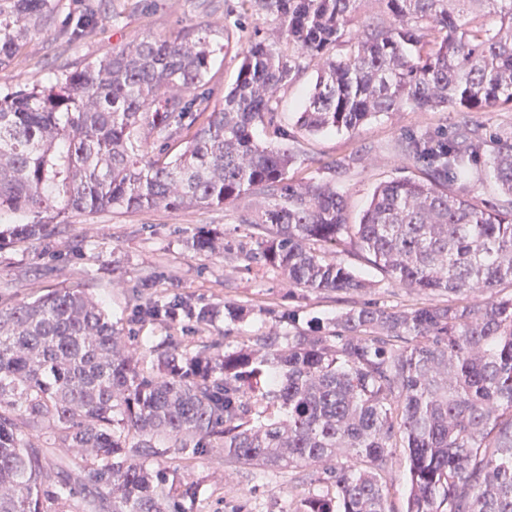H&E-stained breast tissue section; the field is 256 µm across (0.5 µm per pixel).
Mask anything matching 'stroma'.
<instances>
[{
	"label": "stroma",
	"mask_w": 512,
	"mask_h": 512,
	"mask_svg": "<svg viewBox=\"0 0 512 512\" xmlns=\"http://www.w3.org/2000/svg\"><path fill=\"white\" fill-rule=\"evenodd\" d=\"M88 16L93 31L69 39V31ZM183 31L206 36L216 50L208 75L195 91L211 108L222 105L225 91L235 82L241 49L248 42L277 36L275 23L244 11L241 0H57L51 30L33 35L10 64L0 68V93L48 84L132 40ZM315 76V64L304 63L293 81L278 91L275 127L283 133L282 145L296 156L289 177L336 186L349 200L352 219H359L379 183L418 175L417 165L400 152L405 135L456 132L454 111L407 110L370 118L349 133L302 134L296 119ZM265 202V196L249 193L217 209L66 212L54 237L0 251V303L78 284L103 301L120 327L130 328L137 346L173 336L194 351L213 339H225L236 349L249 337L272 330L283 336L306 331L310 319L325 325L354 307L411 309L431 302V295L399 287L349 245L337 247L335 259L369 281L368 289L319 294L288 288L278 270L249 263L238 249L249 240L246 217ZM203 230L223 238V254L206 257L191 249L192 239ZM148 276L154 281V298L187 295L215 309L212 322L198 326L161 318L133 323L131 288ZM228 305L241 309V319L224 318ZM291 313L296 316L292 323L287 320ZM170 465L200 483L193 512H289L297 493L323 490L316 468L308 465L242 466L220 453L185 456Z\"/></svg>",
	"instance_id": "35a3bbf8"
}]
</instances>
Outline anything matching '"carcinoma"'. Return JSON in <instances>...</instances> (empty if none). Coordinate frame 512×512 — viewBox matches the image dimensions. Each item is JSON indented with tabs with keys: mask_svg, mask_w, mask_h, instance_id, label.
Returning <instances> with one entry per match:
<instances>
[{
	"mask_svg": "<svg viewBox=\"0 0 512 512\" xmlns=\"http://www.w3.org/2000/svg\"><path fill=\"white\" fill-rule=\"evenodd\" d=\"M279 41H251L224 103L187 98L205 79L204 37H146L0 97V246L48 239L54 213L222 208L247 193L267 204L247 223L245 258L291 288L356 292L365 280L327 248L353 243L404 288L460 296L512 285V139L487 142L468 113L512 107V0H248ZM54 0H0V66ZM287 48H282V45ZM316 61L297 125L353 131L378 114L453 107L452 140L412 135L402 153L423 179L377 185L359 222L334 187L288 178L289 149L257 123ZM180 146L148 155L142 132ZM499 186L486 207L448 189L454 175ZM43 216L32 224L21 219ZM197 253L220 246L208 234ZM134 288L138 318L213 310ZM159 373L140 367L123 330L86 288L62 286L0 305V512H188L198 486L161 459L216 448L241 465L321 467L333 496L303 493L292 512H391L383 473L403 449L406 512H512V295L411 310L362 307L303 336H253L228 352L168 339ZM75 450V464L53 450ZM344 461H339V458Z\"/></svg>",
	"mask_w": 512,
	"mask_h": 512,
	"instance_id": "cac0c4a2",
	"label": "carcinoma"
}]
</instances>
